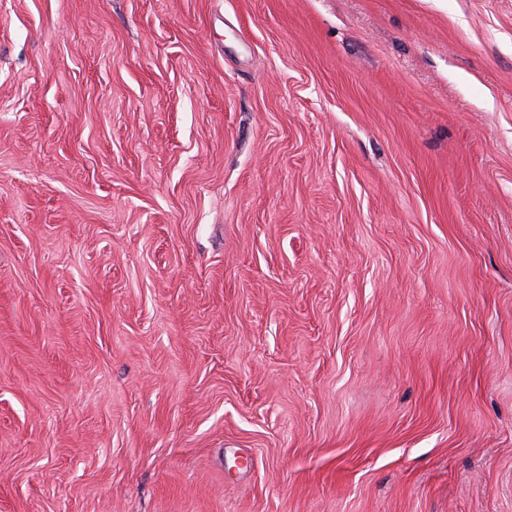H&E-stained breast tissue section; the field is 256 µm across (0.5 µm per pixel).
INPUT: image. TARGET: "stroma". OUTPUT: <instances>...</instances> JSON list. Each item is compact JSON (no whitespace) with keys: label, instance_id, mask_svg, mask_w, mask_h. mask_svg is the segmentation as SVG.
Masks as SVG:
<instances>
[{"label":"stroma","instance_id":"stroma-1","mask_svg":"<svg viewBox=\"0 0 512 512\" xmlns=\"http://www.w3.org/2000/svg\"><path fill=\"white\" fill-rule=\"evenodd\" d=\"M0 512H512V0H0Z\"/></svg>","mask_w":512,"mask_h":512}]
</instances>
